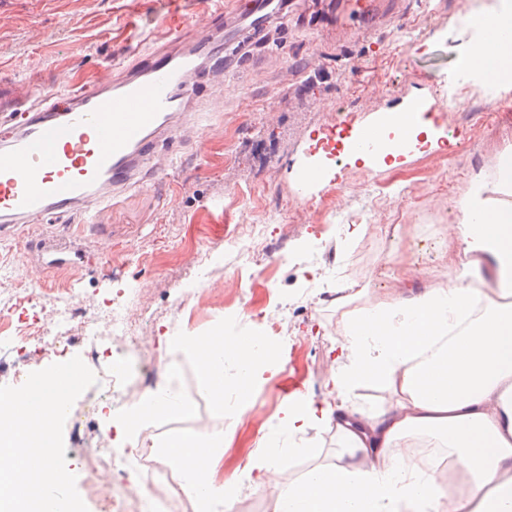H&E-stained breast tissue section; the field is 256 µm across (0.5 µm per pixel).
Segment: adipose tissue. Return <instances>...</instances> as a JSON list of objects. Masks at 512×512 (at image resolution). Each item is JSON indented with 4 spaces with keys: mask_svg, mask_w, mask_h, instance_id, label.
I'll list each match as a JSON object with an SVG mask.
<instances>
[{
    "mask_svg": "<svg viewBox=\"0 0 512 512\" xmlns=\"http://www.w3.org/2000/svg\"><path fill=\"white\" fill-rule=\"evenodd\" d=\"M512 152L478 176L453 228L468 262L448 287L401 273L389 300L364 297L343 312L328 381L344 402L373 382L390 394L376 412L286 398L268 423L252 469L271 486L275 512H512ZM335 424L334 462L277 479L297 436ZM161 456L198 512H230L213 474L224 458L217 431L168 442Z\"/></svg>",
    "mask_w": 512,
    "mask_h": 512,
    "instance_id": "adipose-tissue-1",
    "label": "adipose tissue"
}]
</instances>
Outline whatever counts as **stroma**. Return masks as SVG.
<instances>
[{
	"mask_svg": "<svg viewBox=\"0 0 512 512\" xmlns=\"http://www.w3.org/2000/svg\"><path fill=\"white\" fill-rule=\"evenodd\" d=\"M165 0H0V68L13 77L12 90L32 97L71 88L70 72L105 68L157 45L164 29ZM464 0H402L400 12L372 41L348 33L327 38L319 15L289 11L254 44V57L224 83L200 82L201 107L189 143L165 146L169 167L122 192L102 211L98 224L77 216L46 217L26 225L25 236H0V301L10 288L36 286L34 267L43 254L31 241L76 239L88 263L50 273L51 288L79 296L89 314L103 299L119 298L151 314L155 334H200L249 303L274 312L296 348L282 371L256 386L247 413L217 418L197 392V378L182 363L181 386L197 407L190 420L151 425L140 447L159 459L160 444L223 426L227 447L215 478L239 483V465L258 447L276 416L289 377L303 378L308 396L322 401L332 362L336 321L341 315L329 295L344 286L380 294L396 288L392 271L420 270L425 283L447 284L462 268L461 244L446 228L455 223V203L477 173H493L500 155L512 148V111L506 102L485 98L476 78H459L464 42ZM139 9L136 37L126 21ZM423 41V55L409 44ZM301 72L289 83L285 66ZM420 89L454 94L456 101L498 112L493 125L457 122L449 148L431 146L398 166L369 170L340 162L337 180H325L313 200H298L302 164L324 125L337 114L363 116ZM365 231L347 241L342 225ZM259 227V255L240 256L230 239ZM199 251L207 265H190ZM30 270L19 276L20 267ZM327 268L315 280L309 268ZM79 397L66 419L63 438L67 468L88 512H102L83 458L104 430L101 416L86 419ZM309 452L294 455L281 481L333 460L336 428L309 431Z\"/></svg>",
	"mask_w": 512,
	"mask_h": 512,
	"instance_id": "1",
	"label": "stroma"
}]
</instances>
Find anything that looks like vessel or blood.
Listing matches in <instances>:
<instances>
[{
  "label": "vessel or blood",
  "mask_w": 512,
  "mask_h": 512,
  "mask_svg": "<svg viewBox=\"0 0 512 512\" xmlns=\"http://www.w3.org/2000/svg\"><path fill=\"white\" fill-rule=\"evenodd\" d=\"M277 9L274 0H216L209 21L186 40L179 32L183 4L171 0L166 43L136 54L118 78L87 72L77 76V92L55 91L39 99L0 92V121L12 126L10 136L0 140V229L17 231L38 214L98 213L118 190L163 173L168 162L157 146L182 129L193 111L199 75L222 78L228 62L246 52L247 35L262 33ZM395 9L396 0H334L331 6L334 17L368 39ZM485 33L512 40V31L500 30L494 16H472L467 38ZM451 112L440 95H410L397 108L358 123L337 118L344 139L336 151L361 154L369 169L383 159L401 160L417 147L412 131L421 121L430 120L444 135ZM328 173L321 163L304 166L299 198Z\"/></svg>",
  "instance_id": "b4317fda"
}]
</instances>
